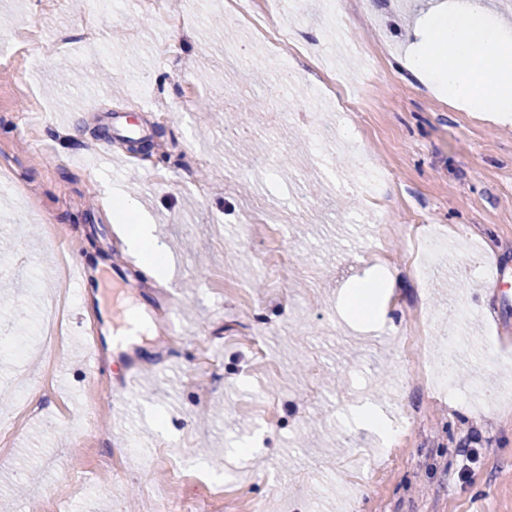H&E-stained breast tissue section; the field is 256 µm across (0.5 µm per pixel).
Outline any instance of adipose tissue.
I'll return each instance as SVG.
<instances>
[{"instance_id":"adipose-tissue-1","label":"adipose tissue","mask_w":512,"mask_h":512,"mask_svg":"<svg viewBox=\"0 0 512 512\" xmlns=\"http://www.w3.org/2000/svg\"><path fill=\"white\" fill-rule=\"evenodd\" d=\"M422 39L423 49L403 64L413 78L434 82L452 102L512 116V28L491 20L477 0H466L460 10L435 14ZM128 242L147 276L171 278V256L153 224L140 220Z\"/></svg>"}]
</instances>
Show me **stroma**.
Listing matches in <instances>:
<instances>
[{"label": "stroma", "instance_id": "stroma-1", "mask_svg": "<svg viewBox=\"0 0 512 512\" xmlns=\"http://www.w3.org/2000/svg\"><path fill=\"white\" fill-rule=\"evenodd\" d=\"M269 28L291 34L278 54L245 24L225 40L226 0H165V15L112 0L96 42L82 32L93 0H0V170L36 190L0 191V423L27 410L0 450V512H56L77 481L73 512H161L183 492L159 451L191 478L221 486L208 512H512V121L455 105L400 71L420 42L432 0H264ZM73 38L48 56L43 42ZM235 56L227 66V56ZM289 64L295 81L271 91ZM201 101L191 112L188 91ZM141 104L151 158L118 138L112 115ZM308 111L306 122L287 112ZM167 112L158 120L157 112ZM343 124L358 152L389 179L376 196L344 188L347 157L314 149L313 128ZM271 150L253 165L244 148ZM208 184L197 194L186 173ZM307 202H297L296 184ZM136 199L175 263L147 277L127 246L132 225L112 222V196ZM382 224H415L442 241L462 227L470 243L430 251L388 240L393 274L385 322L360 324L350 303L372 265ZM85 282L56 274L58 247ZM70 298V337L42 386L49 343L46 298ZM137 308L151 332L85 361L84 328L103 338ZM179 321L174 342L159 331ZM220 357L218 377L195 369V336ZM445 357L448 388L431 391L406 360ZM141 387L121 397L123 376ZM368 402L407 422L384 457L352 409ZM478 453L465 465L461 449ZM127 459L125 479L98 492L103 464Z\"/></svg>", "mask_w": 512, "mask_h": 512}]
</instances>
